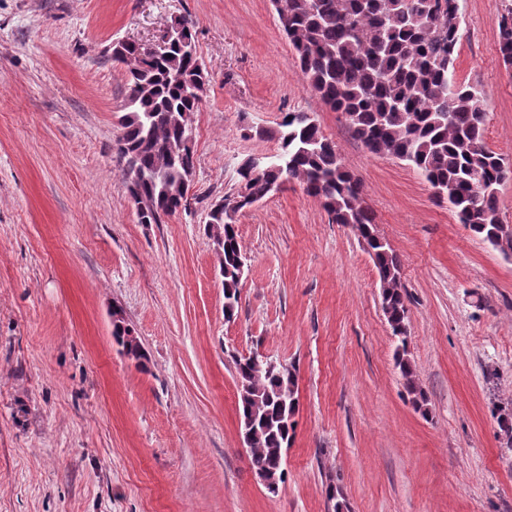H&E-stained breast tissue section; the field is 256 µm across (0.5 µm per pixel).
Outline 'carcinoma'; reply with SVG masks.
I'll return each mask as SVG.
<instances>
[{
	"label": "carcinoma",
	"mask_w": 512,
	"mask_h": 512,
	"mask_svg": "<svg viewBox=\"0 0 512 512\" xmlns=\"http://www.w3.org/2000/svg\"><path fill=\"white\" fill-rule=\"evenodd\" d=\"M296 52L307 87L345 119L351 136L372 154L413 166L448 203L457 221L503 253L512 227L501 223L498 186L512 176L484 142L482 92L454 77L460 40L459 0H272ZM180 43L160 55L131 42L112 45V62L127 67L126 112L117 155L142 224H159L189 205L196 167L192 116L209 73L196 48L192 22L175 21ZM499 51L512 65V6L497 19ZM279 151L263 167L249 158L237 170L240 192L211 207L209 224L223 239L220 275L224 316H235L243 260L234 215L292 181L317 198L337 224L354 228L378 272L382 307L395 338L394 356L413 404L427 399L408 357L407 296L400 261L374 228L359 178L346 170L335 143L306 112H286L275 131ZM238 413L251 435L250 465L267 493L284 481L282 456L298 407L292 371H268L251 357L236 361Z\"/></svg>",
	"instance_id": "obj_1"
}]
</instances>
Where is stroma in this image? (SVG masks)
Wrapping results in <instances>:
<instances>
[{
  "label": "stroma",
  "mask_w": 512,
  "mask_h": 512,
  "mask_svg": "<svg viewBox=\"0 0 512 512\" xmlns=\"http://www.w3.org/2000/svg\"><path fill=\"white\" fill-rule=\"evenodd\" d=\"M459 0L458 81L512 165V66L497 17ZM189 18L210 82L193 117L190 204L140 223L114 146L124 67ZM307 112L358 176L401 264L411 403L377 270L298 182L236 213L233 320L207 226L246 159ZM121 310L146 354L112 338ZM296 376L285 481L268 494L239 432L235 359ZM512 255L475 237L405 161L370 153L310 91L271 0H0V512H512Z\"/></svg>",
  "instance_id": "stroma-1"
}]
</instances>
